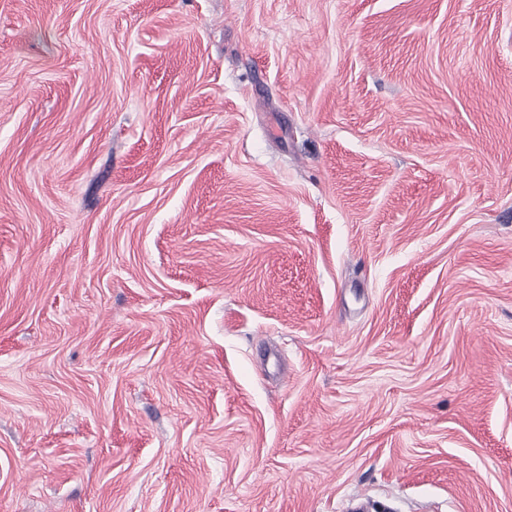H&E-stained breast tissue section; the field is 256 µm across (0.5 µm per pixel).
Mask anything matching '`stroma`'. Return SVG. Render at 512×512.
<instances>
[{"label":"stroma","instance_id":"35a3bbf8","mask_svg":"<svg viewBox=\"0 0 512 512\" xmlns=\"http://www.w3.org/2000/svg\"><path fill=\"white\" fill-rule=\"evenodd\" d=\"M512 512V0H0V512Z\"/></svg>","mask_w":512,"mask_h":512}]
</instances>
